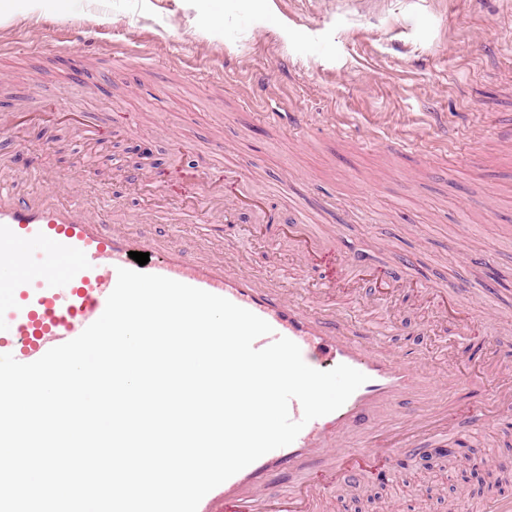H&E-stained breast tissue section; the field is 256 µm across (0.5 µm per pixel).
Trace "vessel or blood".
Segmentation results:
<instances>
[{"instance_id": "vessel-or-blood-1", "label": "vessel or blood", "mask_w": 512, "mask_h": 512, "mask_svg": "<svg viewBox=\"0 0 512 512\" xmlns=\"http://www.w3.org/2000/svg\"><path fill=\"white\" fill-rule=\"evenodd\" d=\"M112 203L89 205L61 190L26 196L0 184V354L22 363L78 337L104 312L118 268H143L224 297L268 322L272 334L255 348L286 337L307 365L327 371L348 365L368 380L336 411L307 422L290 445L273 450L210 491L198 512H320L326 489L376 477L406 448L453 435L461 420L493 417L481 403L439 408L441 387L413 354L381 343L377 326L350 325L345 277L350 259L306 225H287L305 260L324 265V296L306 302L273 281L254 277L219 229L183 243L142 232L146 219L113 221ZM148 254L137 265L132 252ZM498 384L499 408L512 410V377L486 358L482 378L463 387Z\"/></svg>"}]
</instances>
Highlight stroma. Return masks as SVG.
<instances>
[{
    "instance_id": "obj_1",
    "label": "stroma",
    "mask_w": 512,
    "mask_h": 512,
    "mask_svg": "<svg viewBox=\"0 0 512 512\" xmlns=\"http://www.w3.org/2000/svg\"><path fill=\"white\" fill-rule=\"evenodd\" d=\"M0 20V176L23 194L79 179L82 198L111 199L116 221L149 201L157 174L241 160L260 207L232 209L224 236L250 271L296 291L323 271L304 265L282 225L332 233L360 291L348 310L391 326L383 342L430 366L441 405L466 399L462 367L497 356L512 372V38L504 0H9ZM121 43L143 57L113 63ZM184 63L185 72L170 66ZM298 112L302 124L281 120ZM450 139L448 149L438 143ZM150 148L139 166L123 150ZM169 210L156 237L193 238L214 214ZM399 281L380 293L367 268ZM464 287L471 333L440 314L447 282ZM473 467L418 470L403 450L388 478L338 485L328 512H462L512 499V414L462 422L448 442Z\"/></svg>"
}]
</instances>
